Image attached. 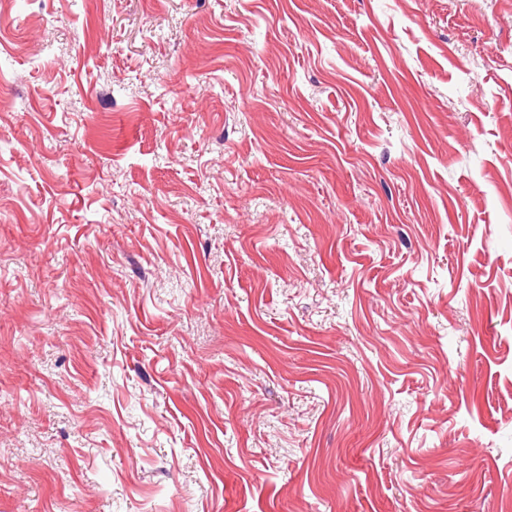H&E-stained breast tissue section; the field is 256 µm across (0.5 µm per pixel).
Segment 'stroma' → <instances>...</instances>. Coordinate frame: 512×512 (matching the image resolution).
<instances>
[{"label":"stroma","mask_w":512,"mask_h":512,"mask_svg":"<svg viewBox=\"0 0 512 512\" xmlns=\"http://www.w3.org/2000/svg\"><path fill=\"white\" fill-rule=\"evenodd\" d=\"M0 23V512H512V0Z\"/></svg>","instance_id":"obj_1"}]
</instances>
